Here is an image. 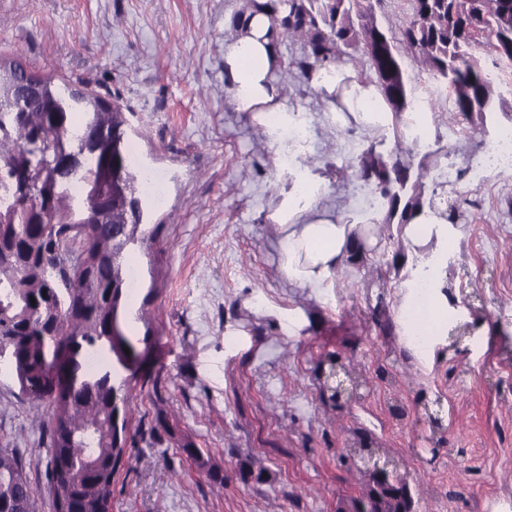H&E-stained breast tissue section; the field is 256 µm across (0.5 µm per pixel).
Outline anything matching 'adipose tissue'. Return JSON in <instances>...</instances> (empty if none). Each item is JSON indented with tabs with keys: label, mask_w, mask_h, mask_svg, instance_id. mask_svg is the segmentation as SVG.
<instances>
[{
	"label": "adipose tissue",
	"mask_w": 512,
	"mask_h": 512,
	"mask_svg": "<svg viewBox=\"0 0 512 512\" xmlns=\"http://www.w3.org/2000/svg\"><path fill=\"white\" fill-rule=\"evenodd\" d=\"M275 42V24L269 15L263 11L249 14L234 41L224 46V79L234 111L250 113L261 127L285 129L300 124L301 117L280 96L276 74L282 58ZM309 79L330 106L325 117L331 125H355L380 136L391 134L395 117L375 83L343 64L317 66ZM285 180L286 188L265 216L267 223L280 230L279 270L290 284L299 287L332 285L337 272L347 268L349 258L371 253L376 247V231L387 210L382 207L352 216L322 207L327 182L307 169L288 173ZM461 237V228H449L447 221L432 214L404 227L402 238L409 259L415 260L417 267H433L435 277L423 306H416L413 289H406L400 325H407L417 311L433 326L447 324L448 250L457 247Z\"/></svg>",
	"instance_id": "ef3b65f1"
}]
</instances>
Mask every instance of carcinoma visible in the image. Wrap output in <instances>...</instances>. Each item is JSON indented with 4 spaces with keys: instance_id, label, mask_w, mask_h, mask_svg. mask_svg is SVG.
Masks as SVG:
<instances>
[{
    "instance_id": "obj_1",
    "label": "carcinoma",
    "mask_w": 512,
    "mask_h": 512,
    "mask_svg": "<svg viewBox=\"0 0 512 512\" xmlns=\"http://www.w3.org/2000/svg\"><path fill=\"white\" fill-rule=\"evenodd\" d=\"M384 0H249L280 23L276 42L302 41V76L315 64L341 63L359 50L397 118L412 111L405 59L444 85L455 82V112L484 119L478 107L498 98L473 53L475 33L497 30L495 45L512 53V0H413L396 37L377 16ZM129 125L125 108L84 85L55 83L18 58L0 57V347L13 370L27 372L24 391L47 427L52 512H112V486L123 468L130 381L109 369L85 371L82 359L107 350L119 364L136 359L119 310L127 286V253L153 235L132 221L141 200L138 175L122 164L128 193L112 192V136ZM406 134L394 130L388 156L369 147L351 165L387 206L380 240L392 243V269L411 277L401 225L436 206L430 178L439 151L415 160ZM84 183L70 197L71 178ZM0 512H35L34 495L16 450L0 447Z\"/></svg>"
}]
</instances>
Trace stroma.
Returning a JSON list of instances; mask_svg holds the SVG:
<instances>
[{
	"instance_id": "1",
	"label": "stroma",
	"mask_w": 512,
	"mask_h": 512,
	"mask_svg": "<svg viewBox=\"0 0 512 512\" xmlns=\"http://www.w3.org/2000/svg\"><path fill=\"white\" fill-rule=\"evenodd\" d=\"M245 0H0V55L40 76L85 81L130 110L126 143L167 181L148 205L151 248L129 254L138 284L131 364L135 398L128 461L112 512H336L364 480L346 451L355 433L399 459L414 512H512V169L444 186L461 200L464 235L448 262L460 344L417 366L401 343L402 278L381 253L328 288L297 287L278 268L265 221L284 183L280 147L233 111L224 45ZM276 81L310 138L303 164L327 180L326 203L374 210L351 164L392 139L332 127L328 105L296 70L300 43H282ZM413 92L434 93L430 140L442 164L482 154L506 114L470 124L420 68ZM460 131L449 139V127ZM362 386L334 405L320 385L331 361ZM17 449L37 512H51L44 427L0 362V446ZM224 471L217 486L207 467ZM253 477L244 481L241 470Z\"/></svg>"
}]
</instances>
